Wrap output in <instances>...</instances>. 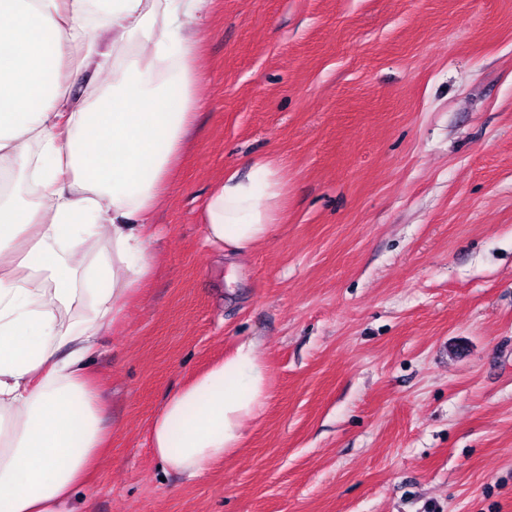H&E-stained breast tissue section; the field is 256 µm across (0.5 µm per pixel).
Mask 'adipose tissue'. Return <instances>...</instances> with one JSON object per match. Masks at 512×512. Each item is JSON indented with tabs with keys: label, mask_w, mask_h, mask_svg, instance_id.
Returning <instances> with one entry per match:
<instances>
[{
	"label": "adipose tissue",
	"mask_w": 512,
	"mask_h": 512,
	"mask_svg": "<svg viewBox=\"0 0 512 512\" xmlns=\"http://www.w3.org/2000/svg\"><path fill=\"white\" fill-rule=\"evenodd\" d=\"M211 3L0 0V512H66L101 460L88 366L152 275L150 218L201 103L190 32ZM66 62L92 72L85 97ZM285 195L275 162L226 172L204 204L206 245L248 254ZM269 390L254 342L238 343L166 400L149 429L155 456L202 476L242 448Z\"/></svg>",
	"instance_id": "ef3b65f1"
}]
</instances>
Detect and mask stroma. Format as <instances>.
<instances>
[{
  "label": "stroma",
  "mask_w": 512,
  "mask_h": 512,
  "mask_svg": "<svg viewBox=\"0 0 512 512\" xmlns=\"http://www.w3.org/2000/svg\"><path fill=\"white\" fill-rule=\"evenodd\" d=\"M203 105L155 273L89 364L112 437L73 512H512V0H214ZM282 161L243 258L203 242L225 171ZM252 339L246 443L203 476L148 441Z\"/></svg>",
  "instance_id": "35a3bbf8"
}]
</instances>
